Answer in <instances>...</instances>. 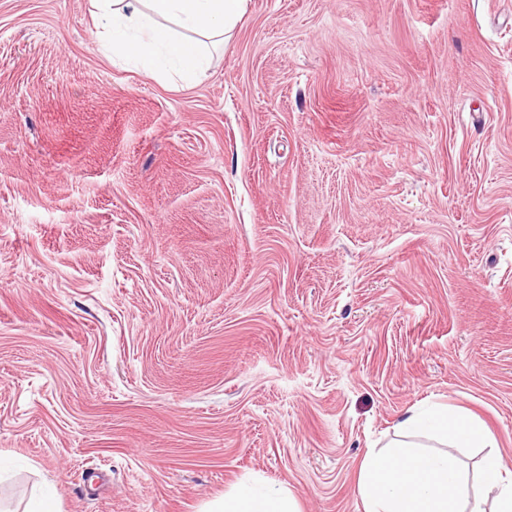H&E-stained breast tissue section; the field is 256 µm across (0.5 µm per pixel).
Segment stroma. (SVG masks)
I'll list each match as a JSON object with an SVG mask.
<instances>
[{
    "mask_svg": "<svg viewBox=\"0 0 512 512\" xmlns=\"http://www.w3.org/2000/svg\"><path fill=\"white\" fill-rule=\"evenodd\" d=\"M0 0V507L363 512L406 410L512 466V0H247L189 81ZM406 436L425 435L449 448H497L495 437L478 419L447 405L409 408L398 423ZM206 512H297L293 498L275 488L242 485L224 499L209 503Z\"/></svg>",
    "mask_w": 512,
    "mask_h": 512,
    "instance_id": "1",
    "label": "stroma"
}]
</instances>
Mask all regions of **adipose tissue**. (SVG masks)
Instances as JSON below:
<instances>
[{
	"mask_svg": "<svg viewBox=\"0 0 512 512\" xmlns=\"http://www.w3.org/2000/svg\"><path fill=\"white\" fill-rule=\"evenodd\" d=\"M104 46L154 76L187 79L209 64L205 44H220L244 13L246 0H91ZM403 437L363 457L357 493L364 512H481L474 488L492 491L491 512H512V470L488 459L471 483L455 449L496 447L478 419L445 405L409 408ZM206 512H297L278 489L242 485Z\"/></svg>",
	"mask_w": 512,
	"mask_h": 512,
	"instance_id": "1",
	"label": "adipose tissue"
}]
</instances>
